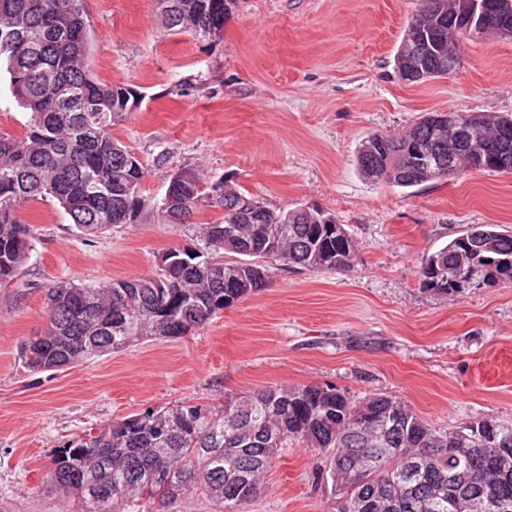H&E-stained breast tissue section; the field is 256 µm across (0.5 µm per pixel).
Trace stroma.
<instances>
[{"label":"stroma","mask_w":512,"mask_h":512,"mask_svg":"<svg viewBox=\"0 0 512 512\" xmlns=\"http://www.w3.org/2000/svg\"><path fill=\"white\" fill-rule=\"evenodd\" d=\"M426 0H237L220 38L175 34L156 0H84L88 67L139 103L113 136L147 174L134 223L73 231L51 198L21 212L35 239L0 286V512H78L49 483L56 453L91 428L182 402L222 407L270 386L383 393L432 426L512 420V286L427 287L426 258L473 224L512 231V175L470 171L402 189L357 170L371 134L399 135L430 112L512 115V39L463 40L452 75L408 84L393 58ZM199 175L190 216L158 210L171 174ZM229 182L273 210L316 205L356 241L347 269L263 259L266 282L176 338H147L32 373L24 341L43 329L46 290L156 272L173 250L208 255L200 228ZM323 454L292 441L247 512H336Z\"/></svg>","instance_id":"35a3bbf8"}]
</instances>
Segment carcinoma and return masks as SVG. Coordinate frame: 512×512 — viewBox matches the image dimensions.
Listing matches in <instances>:
<instances>
[{
	"label": "carcinoma",
	"mask_w": 512,
	"mask_h": 512,
	"mask_svg": "<svg viewBox=\"0 0 512 512\" xmlns=\"http://www.w3.org/2000/svg\"><path fill=\"white\" fill-rule=\"evenodd\" d=\"M164 26L210 39L224 32L235 0H157ZM395 55L400 80L446 77L461 64L460 43L473 34L512 38V10L486 0L487 18L462 0H426ZM83 0H0V67L19 106L30 113L24 133L0 129V286L14 281L33 250L20 209L50 197L87 235L140 216L145 175L138 156L112 136L137 106L128 87L94 79ZM458 126L429 113L400 137L372 134L357 165L373 181L401 188L484 170L512 173V118L456 112ZM190 172L171 176L172 203L161 212L186 217L203 194ZM224 221L203 225L208 248L199 261L170 251V272L117 280L104 288L57 283L48 289L42 334L28 339L22 361L31 372L68 367L121 351L152 336L179 337L261 288L256 258L308 271L344 269L355 241L317 211L235 210L246 197L218 184ZM242 256L225 261L221 255ZM426 284L462 288L512 284V233L475 224L425 261ZM457 455L448 445L459 440ZM290 441L330 456L340 491L336 512H512V422L495 417L434 427L397 399L376 394L354 404L334 388L268 387L219 410L182 402L134 415L67 442L50 480L82 512H139L138 499L161 506L193 491L217 512H246L278 449Z\"/></svg>",
	"instance_id": "carcinoma-1"
}]
</instances>
